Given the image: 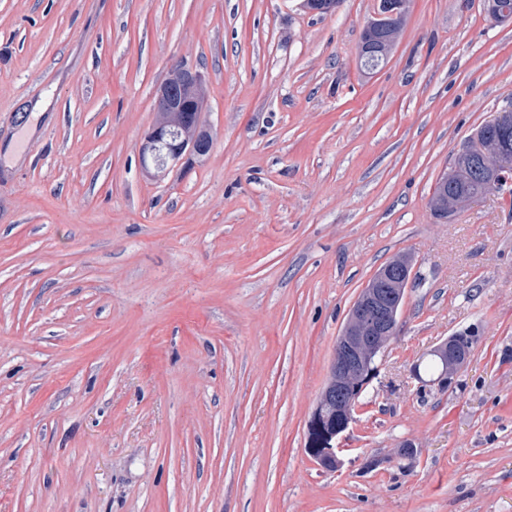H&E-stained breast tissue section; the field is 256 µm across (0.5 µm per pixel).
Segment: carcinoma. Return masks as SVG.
I'll use <instances>...</instances> for the list:
<instances>
[{"label":"carcinoma","instance_id":"cac0c4a2","mask_svg":"<svg viewBox=\"0 0 512 512\" xmlns=\"http://www.w3.org/2000/svg\"><path fill=\"white\" fill-rule=\"evenodd\" d=\"M485 9L494 20L512 19V0H485ZM407 9H402L390 24L383 27L377 23L365 27L359 44V58L364 67L373 70V61L384 62L390 54L401 31ZM178 104L157 105L151 128L161 134L171 148L196 144L204 151L196 158L209 154L213 138L201 120L207 111L208 91L204 81H190L172 87ZM458 169L448 173V185H436L433 199L438 203L435 215L447 222L455 216L454 206L460 201H474L488 191L491 166L487 158L499 163L512 162V120L497 126L483 124L469 137L460 152Z\"/></svg>","mask_w":512,"mask_h":512}]
</instances>
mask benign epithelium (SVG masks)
<instances>
[{"mask_svg":"<svg viewBox=\"0 0 512 512\" xmlns=\"http://www.w3.org/2000/svg\"><path fill=\"white\" fill-rule=\"evenodd\" d=\"M200 73L189 68L172 70L159 86L158 102H167L166 92L175 84L195 80ZM412 278L409 260L399 257L376 272L352 305L346 324L336 341L330 365L331 381L319 398V408L309 421L314 447L308 449L318 465L335 469L340 465L335 443L343 437L353 420L352 410L357 398L375 378L379 353L396 335L406 289ZM431 355L439 358L444 369L436 378L438 385H448L467 363L470 344L454 334L436 346ZM334 407L343 415L341 426L327 430L323 426L321 409Z\"/></svg>","mask_w":512,"mask_h":512,"instance_id":"7a95c632","label":"benign epithelium"}]
</instances>
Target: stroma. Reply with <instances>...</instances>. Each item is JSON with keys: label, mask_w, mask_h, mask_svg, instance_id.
<instances>
[{"label": "stroma", "mask_w": 512, "mask_h": 512, "mask_svg": "<svg viewBox=\"0 0 512 512\" xmlns=\"http://www.w3.org/2000/svg\"><path fill=\"white\" fill-rule=\"evenodd\" d=\"M483 3L410 0L369 71L378 0H0V512H512V195L429 205L512 103ZM182 62L213 146L154 180ZM401 254L397 334L324 470L336 340ZM456 333L465 367L418 380ZM404 2V0H380L376 19H384L395 15L404 6ZM406 14L407 9L405 7L397 13V16L387 26L383 27L373 22L365 27L359 44V58L364 67L373 70L375 69L374 60L378 61L377 66L387 59L401 31Z\"/></svg>", "instance_id": "obj_1"}]
</instances>
